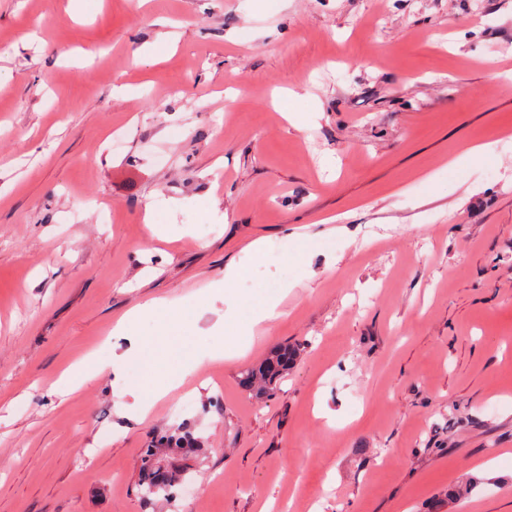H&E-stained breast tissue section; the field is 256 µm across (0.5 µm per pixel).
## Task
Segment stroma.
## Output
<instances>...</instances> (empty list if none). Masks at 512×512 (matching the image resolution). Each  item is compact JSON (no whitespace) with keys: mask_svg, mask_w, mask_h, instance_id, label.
Returning a JSON list of instances; mask_svg holds the SVG:
<instances>
[{"mask_svg":"<svg viewBox=\"0 0 512 512\" xmlns=\"http://www.w3.org/2000/svg\"><path fill=\"white\" fill-rule=\"evenodd\" d=\"M155 299L179 324L130 332L187 338L182 386L61 382ZM281 345L256 399L240 374ZM185 424L194 495L143 498L142 449ZM268 503L512 512V0H0V512ZM298 355V349L290 345L271 351L259 365L244 371L240 380L242 387L257 397L273 394Z\"/></svg>","mask_w":512,"mask_h":512,"instance_id":"1","label":"stroma"}]
</instances>
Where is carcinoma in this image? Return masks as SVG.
<instances>
[{
	"label": "carcinoma",
	"mask_w": 512,
	"mask_h": 512,
	"mask_svg": "<svg viewBox=\"0 0 512 512\" xmlns=\"http://www.w3.org/2000/svg\"><path fill=\"white\" fill-rule=\"evenodd\" d=\"M297 358L298 349L290 345L271 351L259 365L244 371L241 377L242 387L257 397L273 394ZM199 445L200 441L191 432L184 431L165 435L157 444L144 449L139 479L141 495L148 499H172L174 488L187 474V461ZM479 484L480 480L473 476L463 479L448 490V501L453 502L470 494Z\"/></svg>",
	"instance_id": "cac0c4a2"
}]
</instances>
